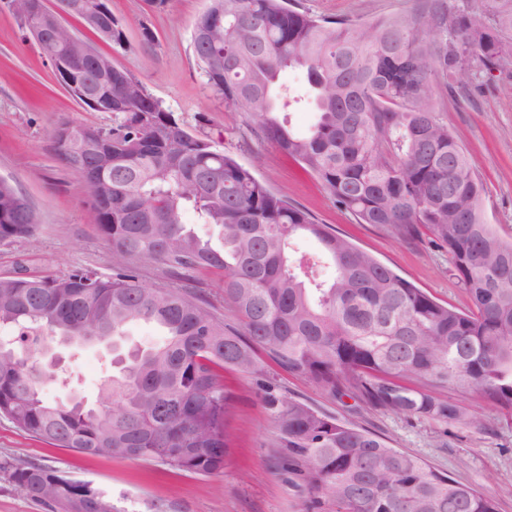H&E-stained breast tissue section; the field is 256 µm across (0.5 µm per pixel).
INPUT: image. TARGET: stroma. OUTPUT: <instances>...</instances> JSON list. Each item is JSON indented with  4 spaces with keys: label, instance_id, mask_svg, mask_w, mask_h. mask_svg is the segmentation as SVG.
Segmentation results:
<instances>
[{
    "label": "stroma",
    "instance_id": "1",
    "mask_svg": "<svg viewBox=\"0 0 512 512\" xmlns=\"http://www.w3.org/2000/svg\"><path fill=\"white\" fill-rule=\"evenodd\" d=\"M210 0H170L157 10L148 0H110L124 24L126 49H111L114 65L139 79L192 133L208 136L217 148L253 168L277 195L351 239L441 303L467 311L472 302L458 284L445 250L427 228L400 239L388 230L360 224L329 197L320 182L270 143L257 139L206 88L196 65L191 33ZM412 0H298L299 9L318 16L349 17L363 23L409 12ZM157 36L141 44V27ZM438 118L470 155L485 186L484 214L498 234L512 240V64L467 78L452 77L435 102ZM110 129L111 114L79 104L59 84L33 40L22 37L19 19L0 0V177L33 204L34 237L0 242V276L64 275L87 270L112 272V250L96 226L83 176L62 165L51 139L62 123ZM143 283L179 289L211 306L230 327L240 322L224 300L219 274L176 275L158 262L138 264ZM70 374L68 386L46 385L47 399L76 394L96 403L111 380L112 345L78 348L52 345ZM232 395L224 426L228 456L222 472L202 476L154 461L80 456L50 446L0 417V512H53L31 501L10 479L12 465L35 463L100 490L116 512H305L310 493L291 483L280 467L275 424L264 401L263 384L280 397L299 400L336 419L365 428L411 453L454 480L495 497L498 512H512V412L488 403L480 393L460 398L480 427L444 425L369 407L355 395L334 396L289 375L270 361L259 373L228 370Z\"/></svg>",
    "mask_w": 512,
    "mask_h": 512
}]
</instances>
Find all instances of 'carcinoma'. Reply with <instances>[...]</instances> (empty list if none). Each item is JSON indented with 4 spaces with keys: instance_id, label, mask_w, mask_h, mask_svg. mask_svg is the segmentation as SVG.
Here are the masks:
<instances>
[{
    "instance_id": "cac0c4a2",
    "label": "carcinoma",
    "mask_w": 512,
    "mask_h": 512,
    "mask_svg": "<svg viewBox=\"0 0 512 512\" xmlns=\"http://www.w3.org/2000/svg\"><path fill=\"white\" fill-rule=\"evenodd\" d=\"M69 15L113 48L124 26L93 23L99 0H70ZM478 13L415 0L406 15L363 27L312 15L290 0H211L192 31V50L212 94L245 115L253 134L275 144L323 185L360 224L406 237L426 227L448 252L473 308L438 302L349 239L278 196L251 169L189 132L112 57L67 27L37 43L85 76L73 98L110 112L112 128L80 125L90 145L52 131L57 155L85 179L97 228L112 247V275L0 277V415L27 435L85 456L152 460L199 475L224 470V368L259 369L257 351L289 374L332 394L355 391L365 404L444 424L481 426L460 405L434 395L478 391L512 409V242L485 222V194L473 163L435 111L448 76L512 62V0H476ZM53 13L22 22L37 39ZM302 68L307 90L276 87L279 72ZM318 114L298 135L287 114L306 102ZM195 211L222 228V247L183 224ZM30 203L0 180V240L34 236ZM320 244L295 257L296 241ZM222 276L240 320L227 327L211 308L177 289L140 282L137 263ZM336 274L322 276L325 265ZM145 320L162 344L112 357L118 375L97 407L50 402L49 383L67 373L43 358L47 334L83 343L112 340ZM288 479L333 498L336 512H497L494 498L451 479L381 436L303 402L267 391ZM12 481L36 502L65 512H114L104 494L40 465L17 464Z\"/></svg>"
}]
</instances>
